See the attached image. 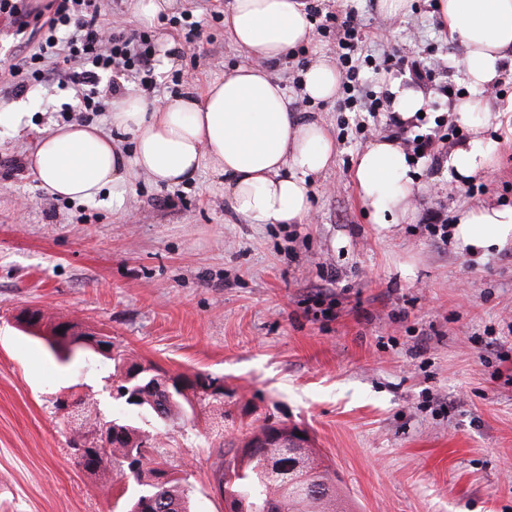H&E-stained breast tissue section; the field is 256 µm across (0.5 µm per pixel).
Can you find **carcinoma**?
Listing matches in <instances>:
<instances>
[{
    "label": "carcinoma",
    "mask_w": 512,
    "mask_h": 512,
    "mask_svg": "<svg viewBox=\"0 0 512 512\" xmlns=\"http://www.w3.org/2000/svg\"><path fill=\"white\" fill-rule=\"evenodd\" d=\"M58 323L44 315L35 322L23 324L24 330L38 336L46 334L51 348L61 345L56 336ZM71 342L92 343L106 358L112 360L114 376L119 378L129 358L112 354V341L91 333L71 337ZM189 393L168 397L164 391L154 393V403L137 405L138 412L150 416L157 424L176 417L210 416L224 412L223 387H214L219 379L207 374L183 375ZM120 431L112 446L102 451H87L78 466L100 481L105 494H112L114 484L110 473L118 469L120 477L129 476L143 490L126 495L118 489L121 512H190L191 485L184 478L158 479L159 467L172 468V463L154 455L158 432L134 418L119 423ZM253 435L242 445L230 443L225 451L229 458L222 464L218 478L220 494L229 512H352L342 492L336 472L326 464L317 448H308L307 465L297 466V456L282 448H253Z\"/></svg>",
    "instance_id": "obj_1"
}]
</instances>
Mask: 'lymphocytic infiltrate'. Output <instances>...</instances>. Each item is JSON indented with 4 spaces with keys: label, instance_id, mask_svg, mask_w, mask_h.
<instances>
[{
    "label": "lymphocytic infiltrate",
    "instance_id": "1",
    "mask_svg": "<svg viewBox=\"0 0 512 512\" xmlns=\"http://www.w3.org/2000/svg\"><path fill=\"white\" fill-rule=\"evenodd\" d=\"M52 3V17L34 26L28 0H0V16L10 17L19 29H31L36 42L34 52L21 56L8 68L13 94L24 93L36 84L53 83L73 90L83 111L98 113L106 109L99 89L102 75L110 76L109 90L113 93L120 91L122 79L128 77L139 79L143 90L154 88L156 48L151 34L107 26L100 0ZM325 20L336 31L337 66L345 74L343 110L380 111L382 98L365 90L358 78L361 67L369 65L372 58L362 52L356 16L329 11Z\"/></svg>",
    "mask_w": 512,
    "mask_h": 512
}]
</instances>
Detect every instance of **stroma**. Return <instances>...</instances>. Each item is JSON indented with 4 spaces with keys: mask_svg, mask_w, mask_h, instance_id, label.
Masks as SVG:
<instances>
[{
    "mask_svg": "<svg viewBox=\"0 0 512 512\" xmlns=\"http://www.w3.org/2000/svg\"><path fill=\"white\" fill-rule=\"evenodd\" d=\"M355 13L365 34L369 89L386 97V55H406L401 84L426 98L417 131L439 136L458 117L448 99L469 89L467 49L449 39L435 0H409L385 17L378 0H318ZM230 0H177L200 36L183 45L169 22L155 37L182 44L178 68L157 72L160 101L247 60L223 20ZM336 57L335 36L313 31L297 54L272 64L291 101L336 137L332 165L313 179L308 224H249L230 208L222 178L158 186L138 178L122 210L112 196H47L24 160L36 141L75 120L107 124L74 92L40 85L21 95L17 129L0 127V512H114L115 497L71 458L54 409L79 393L106 418H127L114 399L112 362L97 352L62 362L16 322L40 309L80 330L111 336L168 374L224 382L234 404L225 441L265 420L305 430L342 480L354 512H512V248L475 257L434 242L429 213L448 218L484 203L512 204V125L485 129L489 169L455 181L430 158L412 166L421 192L414 221L381 227L363 210L358 158L387 136V112L364 135H340L337 100L304 101L297 86L314 61ZM431 79L418 78L420 70ZM160 450L192 486L193 512H225L215 489L221 464L192 422L160 431Z\"/></svg>",
    "mask_w": 512,
    "mask_h": 512,
    "instance_id": "obj_1",
    "label": "stroma"
}]
</instances>
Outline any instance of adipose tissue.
<instances>
[{
	"instance_id": "obj_1",
	"label": "adipose tissue",
	"mask_w": 512,
	"mask_h": 512,
	"mask_svg": "<svg viewBox=\"0 0 512 512\" xmlns=\"http://www.w3.org/2000/svg\"><path fill=\"white\" fill-rule=\"evenodd\" d=\"M450 37L467 47L463 62L472 97L449 106L470 126L467 140L450 149L447 165L457 178L484 172L492 148L484 122L492 115L486 95L505 62H512V0H437ZM224 25L249 63L157 103L143 97L112 101L110 128L74 121L35 143L28 166L49 195L92 200L111 190L121 208L132 181L177 186L205 169L222 176L224 196L250 224H306L311 220L312 178L336 154L327 128L292 112L286 89L270 69L305 44L311 24L302 0H232ZM340 74L320 59L302 77L301 92L313 101L335 98ZM130 134L132 151L119 140ZM398 141L379 138L361 154L355 170L358 197L374 223L410 221L418 189ZM457 245L474 256L512 244V205L484 206L461 214L453 225Z\"/></svg>"
}]
</instances>
